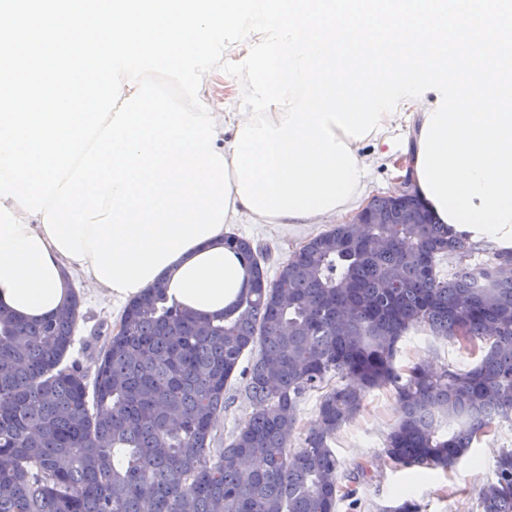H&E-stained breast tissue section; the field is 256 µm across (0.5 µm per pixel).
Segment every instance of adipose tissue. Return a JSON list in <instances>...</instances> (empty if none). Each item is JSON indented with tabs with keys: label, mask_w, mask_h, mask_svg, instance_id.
<instances>
[{
	"label": "adipose tissue",
	"mask_w": 512,
	"mask_h": 512,
	"mask_svg": "<svg viewBox=\"0 0 512 512\" xmlns=\"http://www.w3.org/2000/svg\"><path fill=\"white\" fill-rule=\"evenodd\" d=\"M223 74V64H215L212 75L202 79L199 97L213 110L218 132L215 149L230 161L234 158L231 144L244 118L239 113L238 92L234 86L221 83ZM435 107L432 101L401 99L396 114L382 115L363 142L346 140L343 131H336L337 140L347 141L356 155V166L364 177L356 193L347 203L322 214L300 218L274 216L268 220L278 226H307L356 211L370 191L365 177L378 159L406 156L402 173L411 181H418L421 131ZM77 277L113 301L128 299L126 293L113 290L96 278L92 260L65 257L53 245L42 216L29 215L14 199L0 196V308L24 319L48 318L71 304L73 280ZM155 279L166 286L168 297L183 309L212 317L222 314L248 286L250 270L240 255L225 245L224 236L219 233L183 252L156 274Z\"/></svg>",
	"instance_id": "ef3b65f1"
}]
</instances>
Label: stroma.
<instances>
[{
  "label": "stroma",
  "instance_id": "stroma-1",
  "mask_svg": "<svg viewBox=\"0 0 512 512\" xmlns=\"http://www.w3.org/2000/svg\"><path fill=\"white\" fill-rule=\"evenodd\" d=\"M324 230L321 224L307 229L244 221L235 225L233 232L270 248L271 258L266 268L273 273L293 252ZM77 288L81 318L68 356L92 368L107 339L116 330L122 309L104 295H92L85 282H78ZM474 360V355L458 344L436 339L426 331L413 330L401 341L396 364L405 367L422 361L440 371L451 365L467 366ZM244 383L245 377L241 374L231 381L229 399L214 426L215 447H223L225 440L253 410L242 393ZM397 417L394 393L375 389L367 394L359 415L337 436L333 449L342 464V482L355 488L360 501L357 510H350L343 503L338 512H395L396 507L407 500L416 503L419 512H455L460 503L467 504L469 512H480L478 491L494 479V462L501 449L512 448V423H499L452 469L402 470L385 465L379 459L384 437ZM361 464L367 466V476L358 475L357 467Z\"/></svg>",
  "mask_w": 512,
  "mask_h": 512
}]
</instances>
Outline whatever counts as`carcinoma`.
<instances>
[{
    "label": "carcinoma",
    "instance_id": "obj_1",
    "mask_svg": "<svg viewBox=\"0 0 512 512\" xmlns=\"http://www.w3.org/2000/svg\"><path fill=\"white\" fill-rule=\"evenodd\" d=\"M376 224H337L269 280L262 251L227 242L252 280L213 318L157 285L128 304L93 381L63 364L78 304L25 323L0 311V512H338L336 434L390 388L399 414L382 453L404 469H447L512 418V251L480 249L416 195L376 196ZM458 264L448 275L440 264ZM412 328L480 352L469 368L395 361ZM254 411L222 448L213 427L245 353ZM319 394V426L296 439L299 406ZM261 461L255 469L242 461ZM482 512H512V448L479 492Z\"/></svg>",
    "mask_w": 512,
    "mask_h": 512
}]
</instances>
